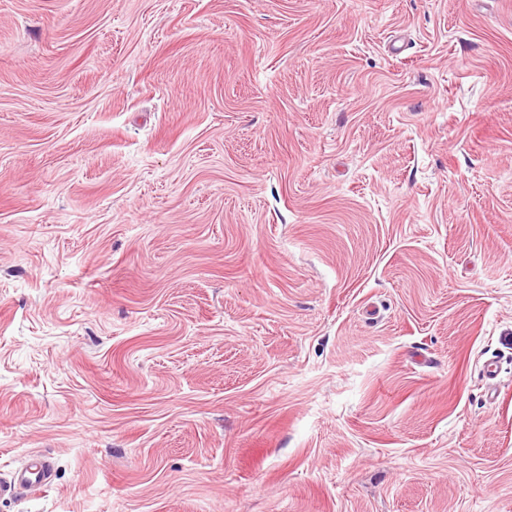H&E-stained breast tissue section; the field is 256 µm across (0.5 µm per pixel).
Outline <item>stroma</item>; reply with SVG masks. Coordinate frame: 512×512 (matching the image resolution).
<instances>
[{
	"label": "stroma",
	"instance_id": "35a3bbf8",
	"mask_svg": "<svg viewBox=\"0 0 512 512\" xmlns=\"http://www.w3.org/2000/svg\"><path fill=\"white\" fill-rule=\"evenodd\" d=\"M36 458L0 512H512V0H0ZM50 482V468L47 460L22 470L10 479H0V498L12 497L26 486L40 485L48 487Z\"/></svg>",
	"mask_w": 512,
	"mask_h": 512
}]
</instances>
